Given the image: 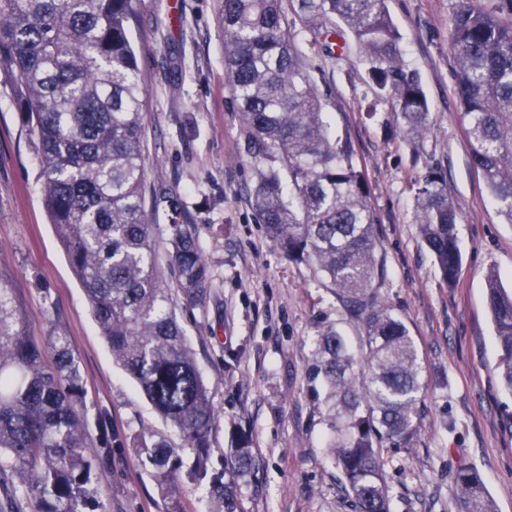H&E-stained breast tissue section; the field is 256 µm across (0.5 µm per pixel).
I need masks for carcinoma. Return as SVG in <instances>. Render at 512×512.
Segmentation results:
<instances>
[{
    "instance_id": "cac0c4a2",
    "label": "carcinoma",
    "mask_w": 512,
    "mask_h": 512,
    "mask_svg": "<svg viewBox=\"0 0 512 512\" xmlns=\"http://www.w3.org/2000/svg\"><path fill=\"white\" fill-rule=\"evenodd\" d=\"M298 2L306 31L315 43L325 39V50L336 23L347 29L407 135L428 129V99L404 61L386 0ZM136 21V0H0V73L38 138L44 208L112 357L189 449L185 458L158 433L137 435L134 451L150 467L165 512H188L185 483L205 480L213 512H238L239 480L255 475L260 461L243 437L230 465L210 472L218 413L173 310L157 225L145 209L147 91L130 40ZM219 24L228 85L255 149L251 201L266 236L288 259L314 262L364 332L356 352L337 325L315 340L308 380L324 394L330 457L353 512H393L383 451L414 446L424 367L375 287L384 259L369 184L348 140L328 136L283 0H219ZM448 44L471 165L512 224V0L496 11L460 0ZM458 221L446 176L428 169L416 182L414 222L448 286L462 267ZM163 244L177 292L204 306L212 276L195 224L176 215ZM485 281L497 369L512 395V290L492 269ZM97 427L93 449L85 380L68 337L32 335L11 274L0 268V512H14L21 496L32 512H108L93 484L112 432ZM454 482L462 512H496L475 466L459 465Z\"/></svg>"
}]
</instances>
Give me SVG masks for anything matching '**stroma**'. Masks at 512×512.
Masks as SVG:
<instances>
[{"label": "stroma", "instance_id": "stroma-1", "mask_svg": "<svg viewBox=\"0 0 512 512\" xmlns=\"http://www.w3.org/2000/svg\"><path fill=\"white\" fill-rule=\"evenodd\" d=\"M459 0H387L429 103V126L407 136L392 102L378 99L354 42L327 53L304 44L307 65L337 136L347 138L371 187L385 272L381 292L417 346L426 389L414 447L387 449L384 475L396 512H460V463L475 464L496 512H512V395L500 381L485 273L512 286V224L491 203L469 160L453 92L448 22ZM131 29L147 90L148 186L164 187L192 217L213 286L204 309L176 299L219 420L211 463L223 470L240 434L261 462L239 485V512H352L326 451V406L313 396V340L347 323L334 285L311 263L268 241L251 205L255 160L229 91L218 0H138ZM38 140L0 85V267L37 336H68L86 402L114 436L94 491L109 512H164L134 434H180L162 420L112 358L41 198ZM441 168L460 213L462 268L446 286L414 222L412 186Z\"/></svg>", "mask_w": 512, "mask_h": 512}]
</instances>
